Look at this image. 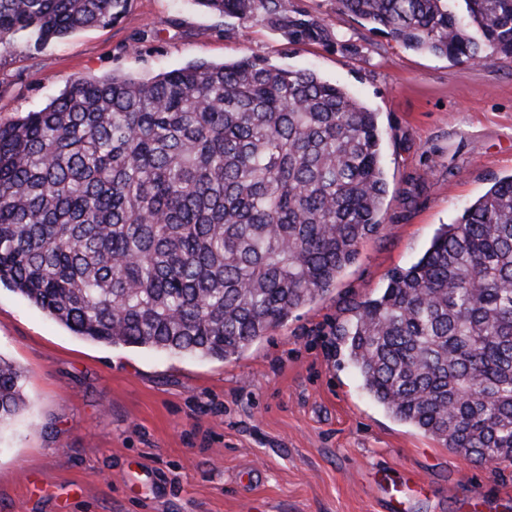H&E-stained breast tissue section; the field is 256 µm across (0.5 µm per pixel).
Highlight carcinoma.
I'll return each mask as SVG.
<instances>
[{
    "label": "carcinoma",
    "instance_id": "cac0c4a2",
    "mask_svg": "<svg viewBox=\"0 0 512 512\" xmlns=\"http://www.w3.org/2000/svg\"><path fill=\"white\" fill-rule=\"evenodd\" d=\"M129 0H0L39 48ZM404 47L512 66V0H336ZM292 46L358 48L290 0H197ZM377 114L259 58L78 78L0 124V283L77 336L229 359L334 285L379 233ZM341 327L363 389L475 461H512V174ZM0 357V425L25 406Z\"/></svg>",
    "mask_w": 512,
    "mask_h": 512
}]
</instances>
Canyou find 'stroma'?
Here are the masks:
<instances>
[{
    "mask_svg": "<svg viewBox=\"0 0 512 512\" xmlns=\"http://www.w3.org/2000/svg\"><path fill=\"white\" fill-rule=\"evenodd\" d=\"M292 3L357 53L291 46L196 0H130L116 24L0 44V123L80 77L147 80L245 57L314 72L376 112L388 187L381 232L331 291L226 360L75 336L0 284V356L28 398L0 427V512H386L383 471L405 512H512V464L468 460L394 419L336 334L490 177L512 173V67L407 49L336 0ZM464 479L481 497L456 495Z\"/></svg>",
    "mask_w": 512,
    "mask_h": 512,
    "instance_id": "35a3bbf8",
    "label": "stroma"
}]
</instances>
